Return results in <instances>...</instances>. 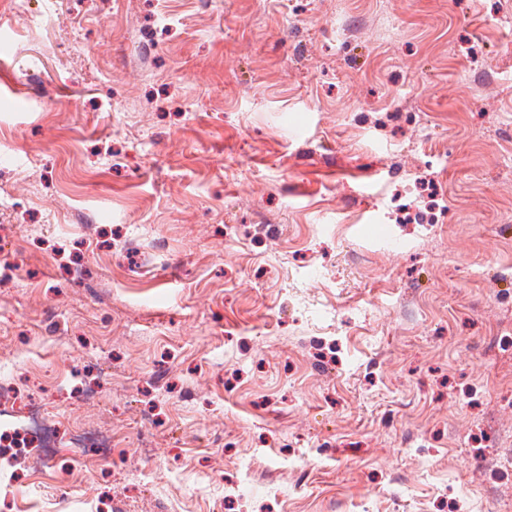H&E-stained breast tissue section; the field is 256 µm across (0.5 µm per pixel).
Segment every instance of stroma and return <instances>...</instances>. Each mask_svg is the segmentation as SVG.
Segmentation results:
<instances>
[{"label": "stroma", "mask_w": 512, "mask_h": 512, "mask_svg": "<svg viewBox=\"0 0 512 512\" xmlns=\"http://www.w3.org/2000/svg\"><path fill=\"white\" fill-rule=\"evenodd\" d=\"M128 17L153 72L125 66ZM0 224V380L64 425L97 388L115 439L81 491L65 447L0 468V512H479L512 478L483 469L512 448V0H13ZM118 235L166 252L139 271ZM257 462L309 468V496L225 498Z\"/></svg>", "instance_id": "obj_1"}]
</instances>
